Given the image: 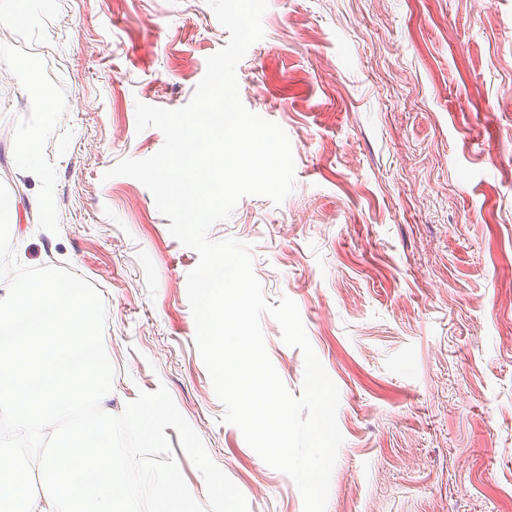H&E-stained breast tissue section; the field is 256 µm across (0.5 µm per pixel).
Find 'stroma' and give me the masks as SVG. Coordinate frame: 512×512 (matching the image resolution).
Masks as SVG:
<instances>
[{"label": "stroma", "instance_id": "stroma-1", "mask_svg": "<svg viewBox=\"0 0 512 512\" xmlns=\"http://www.w3.org/2000/svg\"><path fill=\"white\" fill-rule=\"evenodd\" d=\"M243 105L290 138L281 204L208 237L251 246L340 392L326 512H512V0H268ZM228 40L207 0H0V181L14 259L106 306L110 405L165 385L249 512H303L225 412L195 345L184 247L139 181L164 143L136 105L188 103ZM299 393L304 363L261 320Z\"/></svg>", "mask_w": 512, "mask_h": 512}]
</instances>
